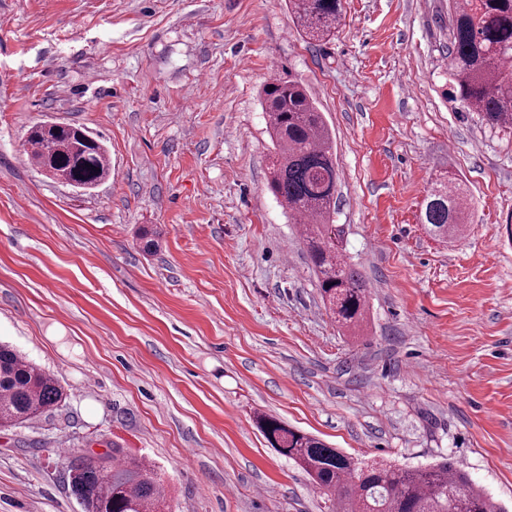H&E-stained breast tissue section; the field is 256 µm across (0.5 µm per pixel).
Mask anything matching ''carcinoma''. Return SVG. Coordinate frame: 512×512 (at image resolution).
<instances>
[{
	"label": "carcinoma",
	"instance_id": "carcinoma-1",
	"mask_svg": "<svg viewBox=\"0 0 512 512\" xmlns=\"http://www.w3.org/2000/svg\"><path fill=\"white\" fill-rule=\"evenodd\" d=\"M296 27L310 40L334 35L341 0H289ZM448 72L457 99L486 124L512 129V0H448ZM273 152L270 190L292 220L307 218L301 242L318 290L337 326L363 331L369 285L341 245L332 224L339 173L323 112L298 82L273 80L262 91ZM26 142L39 171L63 183L97 186L110 175L106 148L81 142L73 129L29 128ZM468 197L448 176L427 192L420 220L427 232L454 242L468 223ZM63 398L49 373L0 344V427L22 425L49 412ZM256 424L270 445L291 459L327 496L330 512H502L450 461L403 468L383 461L364 464L320 439L264 414ZM68 485L82 512H165L169 490L155 466L110 447L76 454L67 465Z\"/></svg>",
	"mask_w": 512,
	"mask_h": 512
}]
</instances>
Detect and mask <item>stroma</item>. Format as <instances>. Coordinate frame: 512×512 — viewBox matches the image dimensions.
Wrapping results in <instances>:
<instances>
[{"mask_svg":"<svg viewBox=\"0 0 512 512\" xmlns=\"http://www.w3.org/2000/svg\"><path fill=\"white\" fill-rule=\"evenodd\" d=\"M342 5L317 42L288 0H0V341L66 393L0 430V512H82L68 457L112 444L172 512H326L260 413L365 463L449 460L512 512V133L451 92L448 0ZM272 76L332 131L333 219L371 288L356 339L268 188ZM48 119L99 138L111 177L41 174L21 144ZM448 174L455 243L420 222ZM468 197L461 184L450 176L437 179L427 192L421 209V224L435 239L454 242L468 224Z\"/></svg>","mask_w":512,"mask_h":512,"instance_id":"stroma-1","label":"stroma"}]
</instances>
